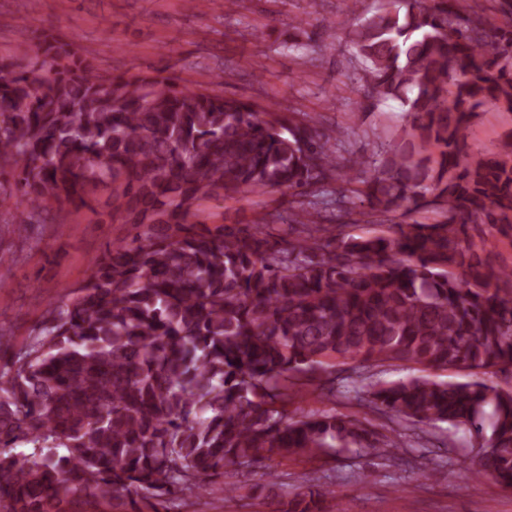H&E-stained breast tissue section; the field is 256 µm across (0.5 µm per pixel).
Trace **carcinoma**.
<instances>
[{"label": "carcinoma", "instance_id": "cac0c4a2", "mask_svg": "<svg viewBox=\"0 0 512 512\" xmlns=\"http://www.w3.org/2000/svg\"><path fill=\"white\" fill-rule=\"evenodd\" d=\"M349 35L367 107L398 101L407 124L346 167L314 123L172 76L103 77L52 33L32 56L19 41L25 63L0 58V196L15 198L17 230L46 223V202L90 208L99 194L135 230L0 366V512H169L266 455L401 447L306 411L311 387L466 428L464 468L512 489V392L490 382L512 373V278L491 284L466 237L469 224L512 231V133L468 143L484 108L512 112V20L488 26L470 0H391ZM356 176L376 220L437 217L374 237L301 201L295 236L270 233L273 214L198 220L205 201L247 193L334 182L343 199ZM396 362L477 379L371 380Z\"/></svg>", "mask_w": 512, "mask_h": 512}]
</instances>
